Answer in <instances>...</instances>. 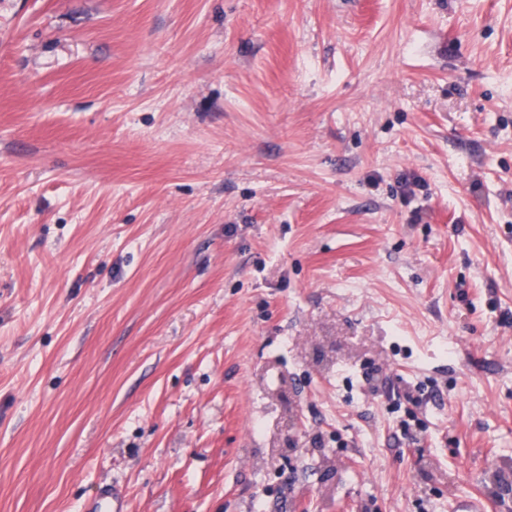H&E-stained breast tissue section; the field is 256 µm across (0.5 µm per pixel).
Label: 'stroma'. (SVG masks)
Here are the masks:
<instances>
[{
    "mask_svg": "<svg viewBox=\"0 0 512 512\" xmlns=\"http://www.w3.org/2000/svg\"><path fill=\"white\" fill-rule=\"evenodd\" d=\"M0 512H512V0H0ZM85 512H124L122 496L110 487L96 490L93 500L84 505Z\"/></svg>",
    "mask_w": 512,
    "mask_h": 512,
    "instance_id": "obj_1",
    "label": "stroma"
}]
</instances>
